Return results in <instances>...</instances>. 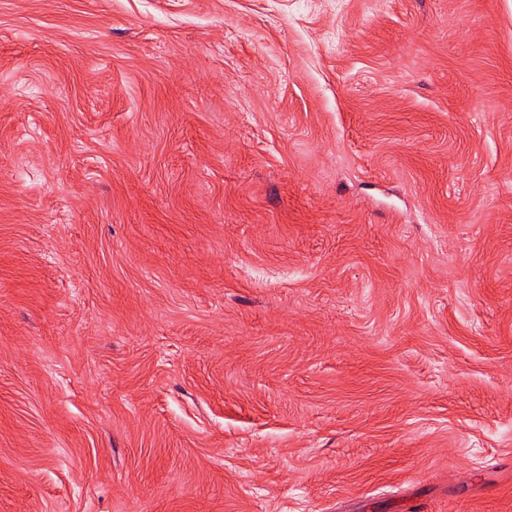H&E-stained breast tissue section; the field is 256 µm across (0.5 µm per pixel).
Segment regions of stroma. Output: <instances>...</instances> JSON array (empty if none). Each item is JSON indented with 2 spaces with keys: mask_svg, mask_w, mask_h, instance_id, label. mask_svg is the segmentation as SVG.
Wrapping results in <instances>:
<instances>
[{
  "mask_svg": "<svg viewBox=\"0 0 512 512\" xmlns=\"http://www.w3.org/2000/svg\"><path fill=\"white\" fill-rule=\"evenodd\" d=\"M512 512V0H0V512Z\"/></svg>",
  "mask_w": 512,
  "mask_h": 512,
  "instance_id": "1",
  "label": "stroma"
}]
</instances>
